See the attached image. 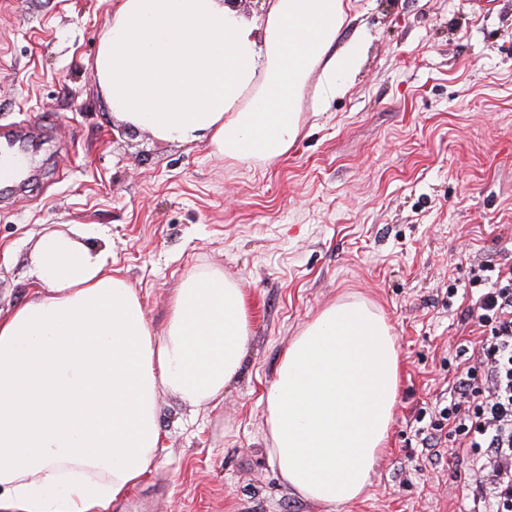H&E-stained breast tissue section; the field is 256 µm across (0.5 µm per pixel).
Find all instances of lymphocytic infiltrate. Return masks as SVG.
Wrapping results in <instances>:
<instances>
[{"label":"lymphocytic infiltrate","instance_id":"1","mask_svg":"<svg viewBox=\"0 0 512 512\" xmlns=\"http://www.w3.org/2000/svg\"><path fill=\"white\" fill-rule=\"evenodd\" d=\"M471 311L480 328L477 351L457 373L434 423L419 427L422 447H440L451 433L471 454L480 475L482 512H512V265L500 266L491 284L471 280Z\"/></svg>","mask_w":512,"mask_h":512}]
</instances>
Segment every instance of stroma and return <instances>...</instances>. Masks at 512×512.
I'll list each match as a JSON object with an SVG mask.
<instances>
[{"label":"stroma","mask_w":512,"mask_h":512,"mask_svg":"<svg viewBox=\"0 0 512 512\" xmlns=\"http://www.w3.org/2000/svg\"><path fill=\"white\" fill-rule=\"evenodd\" d=\"M113 3L0 0V131L42 130L30 178L0 195V310L30 299L37 242L76 227L159 331L187 275L223 270L251 341L220 402L159 392L156 465L112 512H472L469 457L431 456L416 417L461 364L474 272L512 262V0H348L338 41L364 51L346 93L316 109L311 75L296 143L249 164L113 122L94 69ZM346 301L391 324L399 398L371 485L334 508L281 480L263 395Z\"/></svg>","instance_id":"35a3bbf8"}]
</instances>
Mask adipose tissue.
I'll return each mask as SVG.
<instances>
[{
	"label": "adipose tissue",
	"instance_id": "ef3b65f1",
	"mask_svg": "<svg viewBox=\"0 0 512 512\" xmlns=\"http://www.w3.org/2000/svg\"><path fill=\"white\" fill-rule=\"evenodd\" d=\"M344 0H115L95 70L114 121L205 140L224 158L274 161L295 142L306 80L344 94L362 52L335 50ZM109 254L56 234L31 253L32 299L0 314V512H110L150 470L157 394L221 401L250 339L242 288L188 276L155 334ZM399 351L374 308L324 309L285 350L266 393L270 460L306 499L336 505L369 484L398 397Z\"/></svg>",
	"mask_w": 512,
	"mask_h": 512
}]
</instances>
